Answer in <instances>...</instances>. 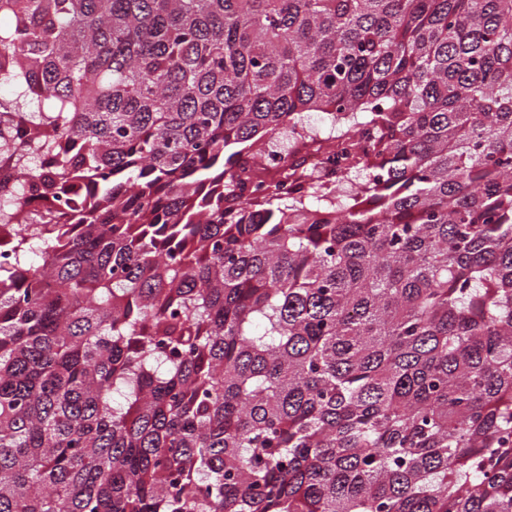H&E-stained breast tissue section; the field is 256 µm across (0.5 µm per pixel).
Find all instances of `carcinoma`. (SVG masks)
Listing matches in <instances>:
<instances>
[{"mask_svg":"<svg viewBox=\"0 0 512 512\" xmlns=\"http://www.w3.org/2000/svg\"><path fill=\"white\" fill-rule=\"evenodd\" d=\"M1 16L0 512H512V0Z\"/></svg>","mask_w":512,"mask_h":512,"instance_id":"carcinoma-1","label":"carcinoma"}]
</instances>
